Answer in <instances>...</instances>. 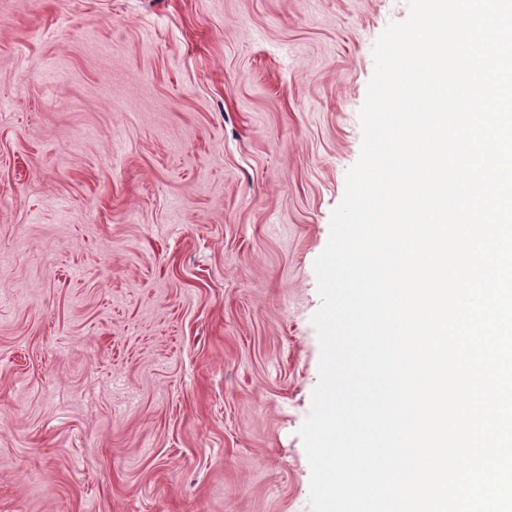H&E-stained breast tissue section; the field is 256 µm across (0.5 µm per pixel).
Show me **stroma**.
<instances>
[{
	"mask_svg": "<svg viewBox=\"0 0 512 512\" xmlns=\"http://www.w3.org/2000/svg\"><path fill=\"white\" fill-rule=\"evenodd\" d=\"M406 0H0V512H310L314 261Z\"/></svg>",
	"mask_w": 512,
	"mask_h": 512,
	"instance_id": "1",
	"label": "stroma"
}]
</instances>
